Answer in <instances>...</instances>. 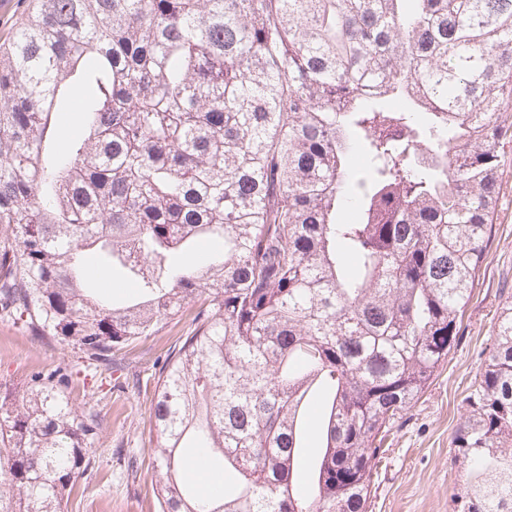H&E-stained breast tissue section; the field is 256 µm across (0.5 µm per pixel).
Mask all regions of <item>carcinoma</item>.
Here are the masks:
<instances>
[{"instance_id":"obj_1","label":"carcinoma","mask_w":512,"mask_h":512,"mask_svg":"<svg viewBox=\"0 0 512 512\" xmlns=\"http://www.w3.org/2000/svg\"><path fill=\"white\" fill-rule=\"evenodd\" d=\"M37 2L0 46V313L110 365L201 303L155 386L162 512H366L492 235L512 0ZM77 83L82 135L50 157ZM93 248L133 300L85 281ZM66 378L0 385V512H64L91 467ZM467 407L457 512H512V296ZM198 457L222 493L184 480Z\"/></svg>"}]
</instances>
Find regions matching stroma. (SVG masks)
<instances>
[{
    "label": "stroma",
    "instance_id": "1",
    "mask_svg": "<svg viewBox=\"0 0 512 512\" xmlns=\"http://www.w3.org/2000/svg\"><path fill=\"white\" fill-rule=\"evenodd\" d=\"M497 219L465 309L460 337L425 393L390 434L374 476L367 512H453L451 497L465 466L452 438L467 415L465 399L483 365L499 308L512 295V142L505 147ZM196 306L181 319L90 368L71 347L0 316V384L22 386L36 371L71 370L64 388L74 407L95 415V465L79 479L65 512H160L151 454L157 376L190 329Z\"/></svg>",
    "mask_w": 512,
    "mask_h": 512
}]
</instances>
